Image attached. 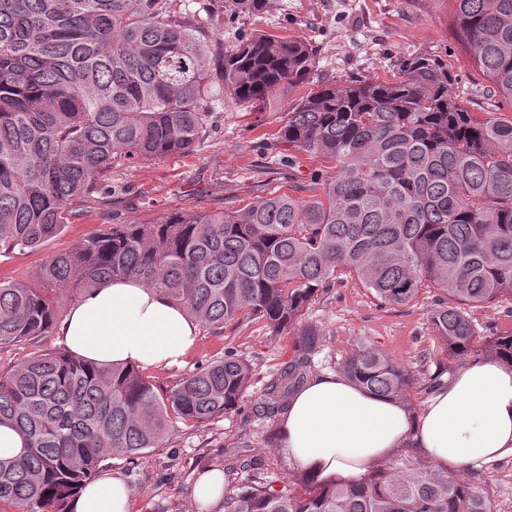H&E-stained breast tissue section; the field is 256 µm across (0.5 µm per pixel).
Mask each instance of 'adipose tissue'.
Segmentation results:
<instances>
[{"label":"adipose tissue","mask_w":512,"mask_h":512,"mask_svg":"<svg viewBox=\"0 0 512 512\" xmlns=\"http://www.w3.org/2000/svg\"><path fill=\"white\" fill-rule=\"evenodd\" d=\"M197 335L183 306L134 278L104 281L70 306L59 327L67 350L103 365H178ZM278 431L288 460L321 484L359 477L409 445L439 469L477 471L512 458V366L461 365L416 414L401 400L324 373L295 391ZM130 497L123 479L109 474L89 483L70 509L127 512Z\"/></svg>","instance_id":"1"}]
</instances>
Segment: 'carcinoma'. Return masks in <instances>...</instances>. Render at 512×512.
<instances>
[{
	"instance_id": "1",
	"label": "carcinoma",
	"mask_w": 512,
	"mask_h": 512,
	"mask_svg": "<svg viewBox=\"0 0 512 512\" xmlns=\"http://www.w3.org/2000/svg\"><path fill=\"white\" fill-rule=\"evenodd\" d=\"M257 14L266 0H230ZM452 31L502 99L512 102V0H452ZM306 41L266 33L230 50L182 16L174 0H0V254L34 249L76 218L78 198L112 159L193 151L212 104L262 106L273 93L315 89L288 108L280 138L336 164L300 200L265 196L233 211H183L159 224H114L50 256L42 288L0 281V347L52 330L57 286L88 292L136 278L222 327L244 314L271 333L299 322L338 272L381 301L424 286L445 292L431 323L448 354L512 364V334L473 349L468 307L512 299V121L476 117L451 93L448 64L429 54L391 82L315 80ZM320 331L298 332L300 356L267 387L284 408ZM342 372L403 398L415 374L362 346ZM252 378L232 352L161 394L134 366L99 367L68 350L0 373V423L24 448L0 459V502L68 512L69 499L112 458H140L174 423L234 410ZM224 493V512H494L469 478L436 468L378 469L286 492L252 473Z\"/></svg>"
}]
</instances>
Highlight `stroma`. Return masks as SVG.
Here are the masks:
<instances>
[{"label":"stroma","instance_id":"1","mask_svg":"<svg viewBox=\"0 0 512 512\" xmlns=\"http://www.w3.org/2000/svg\"><path fill=\"white\" fill-rule=\"evenodd\" d=\"M181 13L209 35L232 46L240 36L262 31L297 37L312 48L317 75L345 84L394 80L399 63L431 54L448 64L454 95L475 115L512 121V105L501 101L470 61L451 31V0H267L259 15L231 14L223 0H177ZM308 86L280 92L264 111L228 101L215 104L193 152L148 159H118L86 197L79 217L34 250L0 256V280L38 286L46 259L112 224H155L180 211L211 212L243 207L271 193L307 196L315 174L333 172L331 162L291 148L279 130L291 102ZM426 287L405 304H387L352 275L342 273L319 289L302 321L321 332L308 376L340 372L345 360L368 343L403 361L415 373L405 398L420 410L436 381L445 380L462 360L449 356L436 336L431 314L443 302ZM475 347L512 332V299L468 309ZM234 351L252 368V380L236 409L204 424L179 425L160 447L140 459L115 458L105 470L120 473L132 494L128 512H208L193 498L205 472L230 468L244 484L240 463L255 458L278 490L293 488L300 467L283 449L268 445L278 418H265L266 389L286 363L297 358V329L271 334L264 320L243 315L220 329L200 327L184 363L144 368L158 391L172 388L202 361ZM248 447H239L240 438ZM472 480L492 499L495 512H512V458L473 472Z\"/></svg>","mask_w":512,"mask_h":512}]
</instances>
